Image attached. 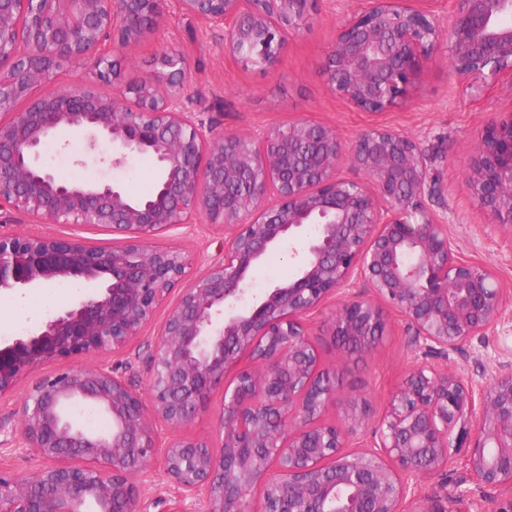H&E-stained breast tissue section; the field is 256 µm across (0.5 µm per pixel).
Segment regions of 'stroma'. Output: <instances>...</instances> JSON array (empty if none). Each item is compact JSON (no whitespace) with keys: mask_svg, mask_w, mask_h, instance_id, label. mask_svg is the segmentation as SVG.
<instances>
[{"mask_svg":"<svg viewBox=\"0 0 512 512\" xmlns=\"http://www.w3.org/2000/svg\"><path fill=\"white\" fill-rule=\"evenodd\" d=\"M365 5L366 0H318L308 27L287 37L279 61L258 70L244 66L227 52L223 28L186 14L179 0H162L157 28L147 39L121 48L118 56L126 78L137 80L152 72L157 54H184L190 70L186 91L190 107L213 119L224 132L258 134L308 120L331 127L347 144L373 126L411 134L429 170L430 191L423 199L424 208L447 224L457 255L492 267L509 298L497 324L486 335L472 338L454 357L462 373L485 384L499 363L512 360V234L489 230L485 216L472 206L464 190L461 172L484 127L498 113L512 110V81L471 87L451 73L448 54L442 51L426 65L411 103L381 113L356 109L327 91L320 60L335 40L344 16ZM40 162L63 180L95 177L101 166L99 157L88 155L85 135L75 131L60 133L42 152ZM19 233L78 236L115 247L122 244L120 236L103 228L43 223L22 211L1 210L0 235ZM143 246H171L188 254L190 264L182 286L168 297L173 303L182 287L190 286L223 257L224 233L206 224H187L145 240ZM94 289V284L78 281L24 291L16 305L0 303V339L34 328ZM333 310V303H326L308 320L323 365L336 371L337 402L329 406L326 417L340 421L342 404L359 399L364 406L363 431L368 434L377 427L388 397L411 366L418 349L416 330L398 313L389 312L375 349L365 356L347 358L331 334ZM165 315V310H158L135 338L98 357V364L116 370L133 389L147 393ZM137 481L150 512H168L171 501L180 494L158 458Z\"/></svg>","mask_w":512,"mask_h":512,"instance_id":"35a3bbf8","label":"stroma"}]
</instances>
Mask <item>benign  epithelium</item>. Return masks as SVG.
Listing matches in <instances>:
<instances>
[{"label": "benign epithelium", "instance_id": "benign-epithelium-1", "mask_svg": "<svg viewBox=\"0 0 512 512\" xmlns=\"http://www.w3.org/2000/svg\"><path fill=\"white\" fill-rule=\"evenodd\" d=\"M431 0H369L347 15L324 51L327 89L377 113L407 103L432 56L448 49L471 85L512 76V0H453L443 28ZM182 10L224 26L226 49L273 66L285 37L305 26L315 0H180ZM159 0H0V208L57 224L93 225L125 245L73 237L0 236V292L52 288L74 279L96 291L0 342V394L47 365L89 362L36 379L16 430L4 431L41 459L30 478L0 469V512H147L135 482L151 459L180 489L169 512H454L484 488L490 512H512V364L476 386L452 356L498 320L502 288L485 264L455 254L448 225L426 211V160L412 135L376 127L349 146L321 123L299 120L259 135L224 133L186 103V59L154 58V74L126 81L116 48L154 30ZM81 59L112 77V95L86 85L41 95L42 84ZM111 149L120 167L150 152L159 177L137 202L110 180L60 182L39 165L59 127ZM363 173L339 174L342 157ZM470 200L497 230L512 232V111L485 126L464 166ZM183 224L229 232L224 257L168 308L149 378V398L98 356L122 348L183 279L187 257L141 242ZM288 242L291 279L248 298L270 250ZM370 294L356 291L359 281ZM333 299L335 340L370 352L386 326L383 305L416 329L421 355L390 395L370 439L358 405L346 426L324 420L336 371L321 364L308 318ZM248 359L260 374L242 366ZM235 372L227 379L229 372ZM224 389L219 449L180 433ZM90 406L108 422L88 428ZM171 432L160 442L157 424ZM465 447L475 488L442 500L420 494Z\"/></svg>", "mask_w": 512, "mask_h": 512}]
</instances>
